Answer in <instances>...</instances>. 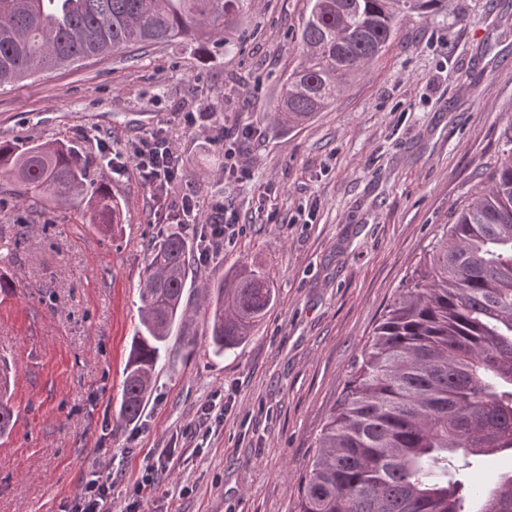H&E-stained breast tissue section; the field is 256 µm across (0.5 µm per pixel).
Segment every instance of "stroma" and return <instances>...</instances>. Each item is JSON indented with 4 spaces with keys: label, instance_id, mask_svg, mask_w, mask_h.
Masks as SVG:
<instances>
[{
    "label": "stroma",
    "instance_id": "35a3bbf8",
    "mask_svg": "<svg viewBox=\"0 0 512 512\" xmlns=\"http://www.w3.org/2000/svg\"><path fill=\"white\" fill-rule=\"evenodd\" d=\"M308 0H248L224 46L171 42L100 56L0 88V141L63 142L121 206L103 232L87 204L45 206L0 185V355L13 367L0 438V512H63L96 475L109 512L149 456L174 446L146 512H295L317 438L362 351L443 225L485 185L512 139V0H442L402 16L389 47L309 123L274 121L302 62ZM248 128L243 180L224 176V134ZM165 131L181 188L224 199L235 238L190 258L186 323L161 354L140 418L119 421L150 245L168 231L135 171L112 173ZM244 266L277 299L249 339L215 352L197 291ZM230 399L194 452L200 410Z\"/></svg>",
    "mask_w": 512,
    "mask_h": 512
}]
</instances>
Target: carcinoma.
<instances>
[{
    "instance_id": "carcinoma-1",
    "label": "carcinoma",
    "mask_w": 512,
    "mask_h": 512,
    "mask_svg": "<svg viewBox=\"0 0 512 512\" xmlns=\"http://www.w3.org/2000/svg\"><path fill=\"white\" fill-rule=\"evenodd\" d=\"M443 0H309L304 61L283 80L276 114L298 126L322 111L395 37L403 12ZM247 0H0V87L90 57L186 40L222 44ZM0 181L20 199H88L109 230L119 203L94 186L87 160L60 143L0 142ZM188 243L152 246L119 415L140 418L174 326L186 319ZM210 341H246L276 300L264 270L205 283ZM0 364V437L17 416ZM296 512H512V469L486 485L459 476L455 455L512 451V147L487 185L444 226L374 330L319 436Z\"/></svg>"
}]
</instances>
